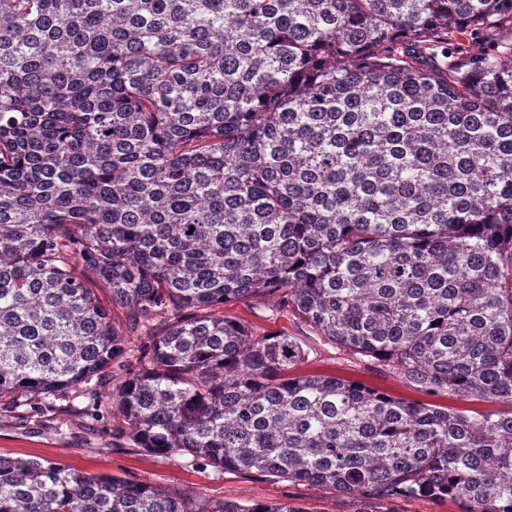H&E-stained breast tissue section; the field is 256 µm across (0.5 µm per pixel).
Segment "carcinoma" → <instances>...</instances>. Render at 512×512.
<instances>
[{
  "instance_id": "carcinoma-1",
  "label": "carcinoma",
  "mask_w": 512,
  "mask_h": 512,
  "mask_svg": "<svg viewBox=\"0 0 512 512\" xmlns=\"http://www.w3.org/2000/svg\"><path fill=\"white\" fill-rule=\"evenodd\" d=\"M271 295L502 409L295 375L221 311ZM112 307L141 451L512 512V0H0V397L97 400ZM0 512L311 510L0 457ZM112 324L119 333L124 335L126 341V350L127 358H125V369L126 371H119L118 367L114 365L105 369L102 373V378L106 381H103L104 388L101 389V393L105 396L104 392L112 387V373L116 372L118 375L116 379L121 376V374L128 373L129 371L133 372L138 369V364L135 361V356H133V349H137V347L143 345L144 343H148L149 339L144 330H130L127 322V314L126 311L121 309H115L112 311ZM109 387V388H108Z\"/></svg>"
}]
</instances>
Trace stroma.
Listing matches in <instances>:
<instances>
[{"label":"stroma","instance_id":"stroma-1","mask_svg":"<svg viewBox=\"0 0 512 512\" xmlns=\"http://www.w3.org/2000/svg\"><path fill=\"white\" fill-rule=\"evenodd\" d=\"M223 311L257 335L294 338L304 351L295 374L336 377L407 402L451 410L470 406L469 401L450 394H428L381 362L340 348L279 308L275 297L228 303ZM37 404L33 411L27 401L10 404L0 400V456L48 459L130 483L148 482L173 495L210 503L289 501L312 507L315 512H351L353 508L351 502L328 489L277 481L252 470L220 472L193 463L187 456L145 454L131 440L117 435L120 423L107 403H92L78 389L69 399L41 398Z\"/></svg>","mask_w":512,"mask_h":512}]
</instances>
